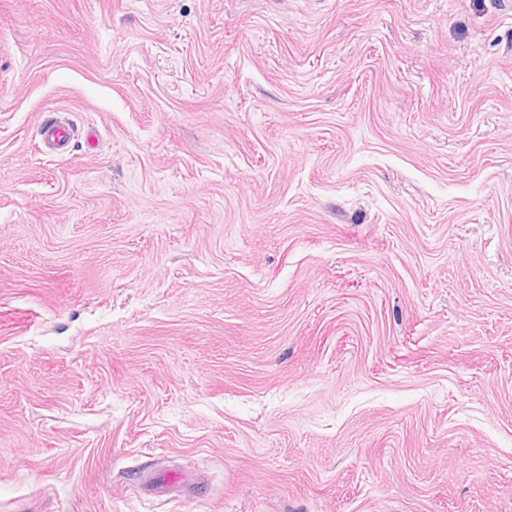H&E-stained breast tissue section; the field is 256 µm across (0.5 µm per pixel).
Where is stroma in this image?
<instances>
[{
  "mask_svg": "<svg viewBox=\"0 0 512 512\" xmlns=\"http://www.w3.org/2000/svg\"><path fill=\"white\" fill-rule=\"evenodd\" d=\"M0 512H512V0H0ZM41 127L44 150L51 154H57L69 138V128L53 116L45 117L41 122Z\"/></svg>",
  "mask_w": 512,
  "mask_h": 512,
  "instance_id": "1",
  "label": "stroma"
}]
</instances>
